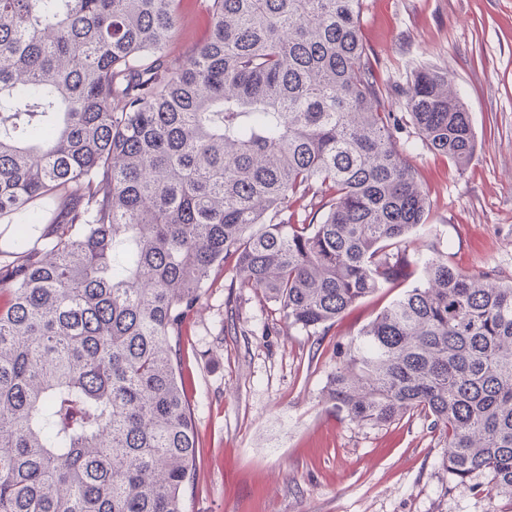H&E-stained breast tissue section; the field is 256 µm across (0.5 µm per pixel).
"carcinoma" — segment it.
I'll use <instances>...</instances> for the list:
<instances>
[{
    "mask_svg": "<svg viewBox=\"0 0 512 512\" xmlns=\"http://www.w3.org/2000/svg\"><path fill=\"white\" fill-rule=\"evenodd\" d=\"M210 2L175 65L181 0H0V512H184L181 337L227 262L310 335L406 285L323 398L425 414L457 486L512 498V283L409 257L429 204L398 133L460 169L477 149L448 72L395 112L362 0Z\"/></svg>",
    "mask_w": 512,
    "mask_h": 512,
    "instance_id": "cac0c4a2",
    "label": "carcinoma"
}]
</instances>
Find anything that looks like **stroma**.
Masks as SVG:
<instances>
[{"mask_svg":"<svg viewBox=\"0 0 512 512\" xmlns=\"http://www.w3.org/2000/svg\"><path fill=\"white\" fill-rule=\"evenodd\" d=\"M361 31L386 86L447 70L477 135L466 169L412 143L408 162L430 201L418 249L470 274L512 281V0H362ZM209 32V0H182L171 58ZM215 269L182 336L197 429L186 512H512L490 487H457L444 438L414 413L361 425L329 412L323 386L362 325L397 294L359 302L326 335L288 329L262 294Z\"/></svg>","mask_w":512,"mask_h":512,"instance_id":"stroma-1","label":"stroma"}]
</instances>
